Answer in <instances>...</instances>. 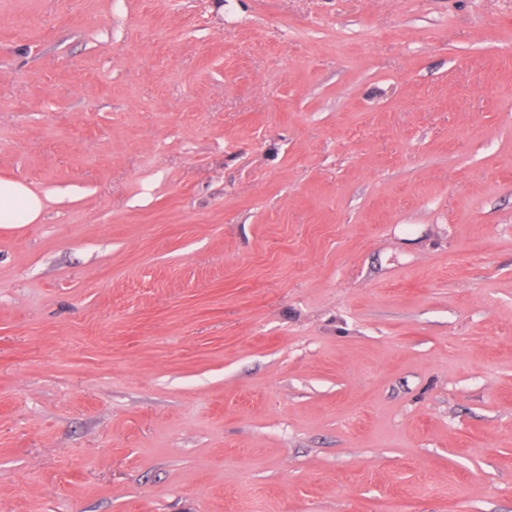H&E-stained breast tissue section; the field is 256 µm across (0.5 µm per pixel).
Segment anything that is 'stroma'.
<instances>
[{"instance_id":"35a3bbf8","label":"stroma","mask_w":512,"mask_h":512,"mask_svg":"<svg viewBox=\"0 0 512 512\" xmlns=\"http://www.w3.org/2000/svg\"><path fill=\"white\" fill-rule=\"evenodd\" d=\"M0 512H512V0H0ZM44 205L42 197L28 185L0 180V224H32Z\"/></svg>"}]
</instances>
